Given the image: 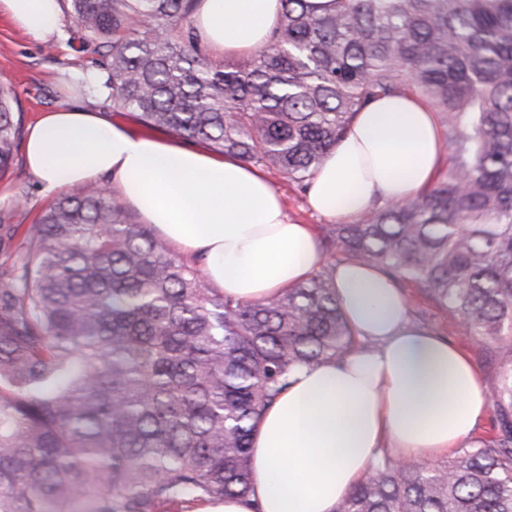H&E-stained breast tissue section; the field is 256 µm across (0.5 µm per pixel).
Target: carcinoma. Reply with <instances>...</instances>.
<instances>
[{
    "label": "carcinoma",
    "instance_id": "cac0c4a2",
    "mask_svg": "<svg viewBox=\"0 0 512 512\" xmlns=\"http://www.w3.org/2000/svg\"><path fill=\"white\" fill-rule=\"evenodd\" d=\"M196 0H71L82 85L148 128L307 189L358 112L412 95L454 153L405 203L322 227L329 257L382 269L503 361L487 438L440 464L387 457L336 512H512V0H282L278 27L218 62ZM0 84V175L20 133ZM359 346L333 279L236 301L132 222L105 187L57 199L0 270V512H157L245 497L262 413L300 366Z\"/></svg>",
    "mask_w": 512,
    "mask_h": 512
}]
</instances>
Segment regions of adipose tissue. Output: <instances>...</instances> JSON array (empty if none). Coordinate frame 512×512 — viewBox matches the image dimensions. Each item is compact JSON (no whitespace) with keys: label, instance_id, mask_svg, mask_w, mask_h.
Returning <instances> with one entry per match:
<instances>
[{"label":"adipose tissue","instance_id":"obj_1","mask_svg":"<svg viewBox=\"0 0 512 512\" xmlns=\"http://www.w3.org/2000/svg\"><path fill=\"white\" fill-rule=\"evenodd\" d=\"M282 0H196L194 26L216 53L249 54L278 24ZM60 0H0V15L46 40ZM443 147L431 109L410 96L377 99L325 157L311 208L356 219L377 199L405 202L428 188ZM28 173L45 192L104 177L207 280L241 301L306 282L325 264L308 224L289 221L257 166L176 137H144L77 100L28 130ZM359 347L342 362L294 370L252 439L253 491L197 512H336L374 471L384 442L405 459L456 448L490 408L478 368L455 344L412 326L404 295L382 270L354 260L332 273Z\"/></svg>","mask_w":512,"mask_h":512}]
</instances>
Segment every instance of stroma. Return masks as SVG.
<instances>
[{"instance_id": "35a3bbf8", "label": "stroma", "mask_w": 512, "mask_h": 512, "mask_svg": "<svg viewBox=\"0 0 512 512\" xmlns=\"http://www.w3.org/2000/svg\"><path fill=\"white\" fill-rule=\"evenodd\" d=\"M75 32L71 0H62L60 35L46 42L33 39L0 16V80L12 83L18 99L13 110L20 113L23 126H30L43 113L65 104L75 95L77 80L91 64L90 55L80 51ZM266 174L280 194L289 217L317 230L325 225V218L310 210L307 193L275 169H267ZM20 196L25 199L21 206L16 203ZM52 201V196L43 194L39 183L28 174L24 151H17L13 168L0 178V264L11 262L22 250L27 229ZM403 292L417 327L460 345L484 378L496 374L498 358L479 355L464 328L446 311L414 288L404 287Z\"/></svg>"}]
</instances>
